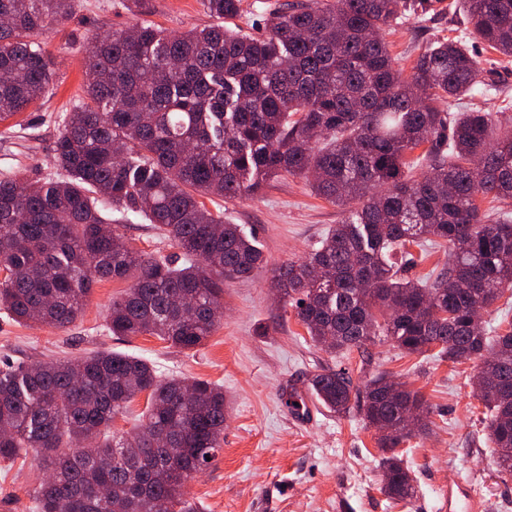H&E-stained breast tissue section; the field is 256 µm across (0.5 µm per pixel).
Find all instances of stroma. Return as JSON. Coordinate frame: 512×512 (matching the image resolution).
<instances>
[{"instance_id":"1","label":"stroma","mask_w":512,"mask_h":512,"mask_svg":"<svg viewBox=\"0 0 512 512\" xmlns=\"http://www.w3.org/2000/svg\"><path fill=\"white\" fill-rule=\"evenodd\" d=\"M141 19L171 33L211 22L200 0H149L140 16L123 0H76L71 17L42 36L57 62L51 94L0 121V177L58 176L53 142L83 94L89 37ZM464 32L456 2L425 20L387 28L385 39L397 66L407 72L426 42ZM473 48L494 71L498 90L471 99V106L512 121V58L480 42ZM205 204L252 233L267 264L252 279L225 285L224 319L204 346L181 352L149 335H112L106 328L108 308L131 282L110 279L94 285L80 319L63 330L19 323L0 310V364L113 350L150 361L159 374L220 386L227 409L222 449L188 488L202 512H437L442 491L462 481L476 486L482 512H512V478H501L490 454L485 408L473 385L477 361L455 366L405 354L388 342L364 354L333 356L315 347L294 312L275 298L274 269L305 256L341 223V209L315 196L299 178L277 180L232 202L213 196ZM116 230L135 250L181 261L180 250L150 224L137 221ZM328 367L347 370L358 383L387 374L419 391L430 406L428 434L400 447L420 488L412 505L392 503L381 493L377 433L359 415L339 416L314 405L298 414L286 406L284 390L306 385L315 371ZM43 477L34 453L0 461V512H35L32 494Z\"/></svg>"}]
</instances>
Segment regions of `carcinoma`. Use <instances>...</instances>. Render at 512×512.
Wrapping results in <instances>:
<instances>
[{
  "mask_svg": "<svg viewBox=\"0 0 512 512\" xmlns=\"http://www.w3.org/2000/svg\"><path fill=\"white\" fill-rule=\"evenodd\" d=\"M73 4L0 0V120L50 90L55 60L38 37ZM461 4L470 34L512 57V0ZM202 5L214 23L187 34L142 21L91 38L84 96L53 146L64 176L0 178V309L63 328L97 282L133 274L108 330L192 351L224 318V285L264 264L254 238L201 198L234 201L298 176L346 218L274 270L279 301L329 354L386 341L453 364L480 359L487 440L500 474L512 475V328L488 336L481 322L512 288V214L494 206L512 199V128L492 139V113L453 112L493 90L492 72L461 39L428 42L408 76L394 67L383 31L425 17L432 0H291L268 13L264 37L228 26L243 0ZM107 207L163 230L182 265L132 249ZM421 241L448 244V264L424 284L403 275ZM308 389L376 429L382 491L410 504L397 448L428 426L421 394L333 369L313 373ZM142 393L141 423L110 435ZM225 421L223 389L164 378L125 353L0 367V460L35 451L47 473L37 512H201L187 487L221 450Z\"/></svg>",
  "mask_w": 512,
  "mask_h": 512,
  "instance_id": "cac0c4a2",
  "label": "carcinoma"
}]
</instances>
